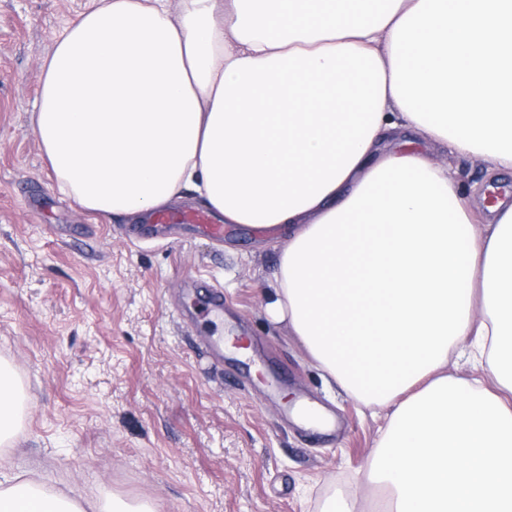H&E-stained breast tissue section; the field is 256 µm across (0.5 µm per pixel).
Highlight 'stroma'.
<instances>
[{
	"mask_svg": "<svg viewBox=\"0 0 512 512\" xmlns=\"http://www.w3.org/2000/svg\"><path fill=\"white\" fill-rule=\"evenodd\" d=\"M90 0H0V359L26 394L0 473L29 471L87 498L104 490L158 512H322L342 495L382 512L367 481L386 412L322 372L287 323L270 319L287 234L228 225L223 245L187 228L123 233L62 195L34 129L41 65ZM474 206L512 192V170L446 148ZM219 288L224 310L196 304ZM240 332L251 354L215 366L199 339ZM330 412L321 432L289 400Z\"/></svg>",
	"mask_w": 512,
	"mask_h": 512,
	"instance_id": "stroma-1",
	"label": "stroma"
}]
</instances>
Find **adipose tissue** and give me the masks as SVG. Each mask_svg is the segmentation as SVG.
<instances>
[{
	"mask_svg": "<svg viewBox=\"0 0 512 512\" xmlns=\"http://www.w3.org/2000/svg\"><path fill=\"white\" fill-rule=\"evenodd\" d=\"M94 0L34 106L62 193L137 219L198 194L282 227L274 321L391 414L369 476L392 512H512V203L485 218L431 146L512 168V0ZM475 349L483 376L445 373ZM0 361V447L23 425ZM0 512H155L0 474Z\"/></svg>",
	"mask_w": 512,
	"mask_h": 512,
	"instance_id": "adipose-tissue-1",
	"label": "adipose tissue"
}]
</instances>
